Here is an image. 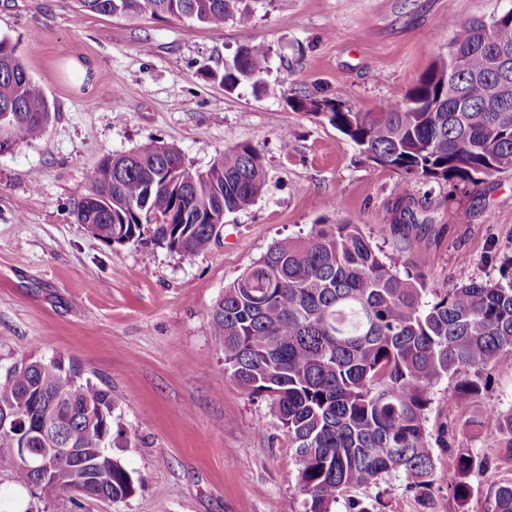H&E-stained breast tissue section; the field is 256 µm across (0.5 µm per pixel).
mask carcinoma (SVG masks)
<instances>
[{
  "instance_id": "cac0c4a2",
  "label": "carcinoma",
  "mask_w": 512,
  "mask_h": 512,
  "mask_svg": "<svg viewBox=\"0 0 512 512\" xmlns=\"http://www.w3.org/2000/svg\"><path fill=\"white\" fill-rule=\"evenodd\" d=\"M78 16L184 19L190 27L252 23L245 0H75ZM448 57L435 61L403 99L377 112H351L328 99L304 96L295 112L323 117L359 152L401 176L394 223L413 217L412 184L476 186L512 172V71L495 62L512 56V8L466 23L448 19ZM269 49L244 44L223 69L200 75L227 92L241 84L269 92L262 81ZM50 105L16 47L0 37V152L42 138ZM145 147L109 157L89 169L76 219L116 244L146 233L187 257L207 252L212 215L249 208L268 169L260 153L240 144L208 170ZM433 300H426L427 295ZM211 336L224 370L251 395H264L288 436L299 469L304 512H331L339 499L349 512L373 505L349 492L397 474L427 500L435 463L432 442L448 449L452 499L473 496L472 477L488 474L482 512H512V414L493 406L471 420L501 436L494 455L451 449L432 437L428 413L435 385L454 382L459 400L481 393L479 373L512 356V278L463 283L441 291L396 269L358 224H323L304 237L275 242L224 288L210 312ZM0 468L28 487L124 500L131 475L112 455V396L65 359L40 358L0 374ZM50 455L43 474L28 469L18 449Z\"/></svg>"
}]
</instances>
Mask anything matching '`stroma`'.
Returning a JSON list of instances; mask_svg holds the SVG:
<instances>
[{
  "instance_id": "obj_1",
  "label": "stroma",
  "mask_w": 512,
  "mask_h": 512,
  "mask_svg": "<svg viewBox=\"0 0 512 512\" xmlns=\"http://www.w3.org/2000/svg\"><path fill=\"white\" fill-rule=\"evenodd\" d=\"M74 0H0V36L15 44L54 114L47 134L0 153V372L40 357L77 362L112 393L114 449L135 491L110 502L27 488L30 512H304L299 464L268 398L224 370L209 313L225 285L278 239L318 224H357L399 270L445 290L497 282L512 259V174L476 187L416 184V223L393 222L400 176L374 164L322 117L289 98H328L353 112L402 99L446 57L448 19H487L512 0H253L243 28L188 29L174 19L76 17ZM269 55L263 79L225 92L201 67H223L247 42ZM87 63L80 78L67 67ZM293 135L282 153L279 135ZM164 142L208 169L242 143L269 180L248 209L225 215L219 244L186 257L151 241L106 242L75 218L87 171ZM458 207L461 223L447 220ZM419 240L402 252L404 236ZM478 400L433 390L428 427L455 447L495 453L499 434L471 426L484 406L512 413V357L484 370ZM431 500L392 476L354 498L379 512H456L448 453L433 449Z\"/></svg>"
}]
</instances>
